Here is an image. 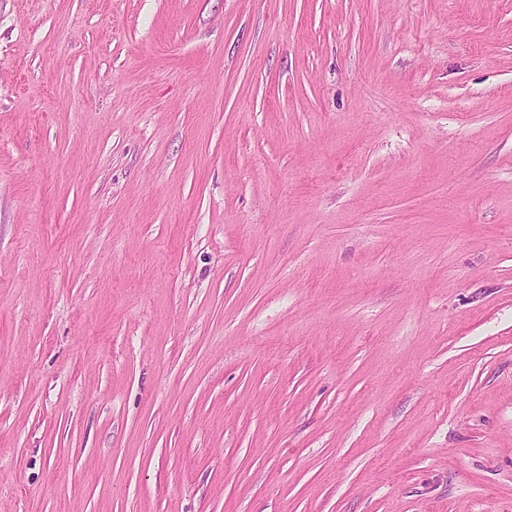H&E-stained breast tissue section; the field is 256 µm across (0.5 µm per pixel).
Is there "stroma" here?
Returning a JSON list of instances; mask_svg holds the SVG:
<instances>
[{
  "label": "stroma",
  "instance_id": "obj_1",
  "mask_svg": "<svg viewBox=\"0 0 512 512\" xmlns=\"http://www.w3.org/2000/svg\"><path fill=\"white\" fill-rule=\"evenodd\" d=\"M0 512H512V0H0Z\"/></svg>",
  "mask_w": 512,
  "mask_h": 512
}]
</instances>
